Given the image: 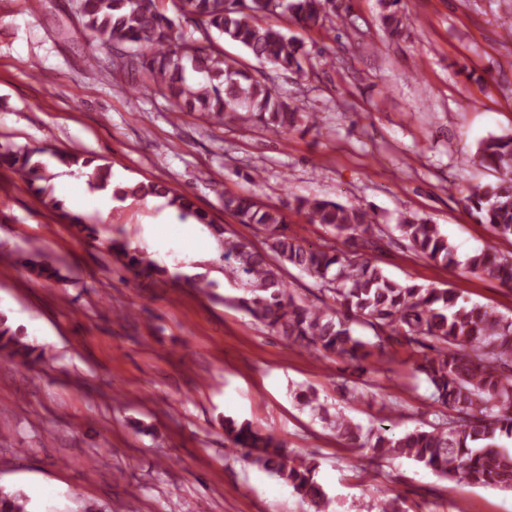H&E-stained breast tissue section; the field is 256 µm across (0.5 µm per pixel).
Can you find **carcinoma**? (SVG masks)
Returning a JSON list of instances; mask_svg holds the SVG:
<instances>
[{
	"label": "carcinoma",
	"instance_id": "obj_1",
	"mask_svg": "<svg viewBox=\"0 0 512 512\" xmlns=\"http://www.w3.org/2000/svg\"><path fill=\"white\" fill-rule=\"evenodd\" d=\"M385 29L401 36L407 27L400 0H378ZM336 0H77L82 27L106 49L115 43L135 45L123 54L119 72H148L158 90L186 112H199L222 122L248 115L275 132L310 122V115L288 102L266 82L245 68L224 59L214 45L203 46L175 35L172 15L187 16L202 28L244 48L251 56L285 73L301 76L308 53L295 38L257 17L286 13L302 28L326 27ZM22 155L0 153V164L12 168L28 188L41 196L46 210L77 228L90 239L98 226L64 209L61 200L41 182L45 169ZM58 162L85 170L93 190L110 185V168L97 159L73 152H56ZM473 163L495 173V180L476 183L461 198L464 211L498 237L512 238V133L491 135L479 142ZM121 201L162 195L184 216L214 230L222 258L245 290L235 305L288 344L307 351L335 355L362 369L361 362L377 350L397 343L416 347L423 356L414 371L430 389L432 415L441 418L428 429L391 433L385 427L363 431L341 411L334 413L313 393L299 395L325 425L356 449H369L374 462L405 457L447 480H462L477 487L512 490V450L500 445L512 441V318L492 308L465 301L454 288L428 287L391 279L368 258L380 249L383 230L374 214L360 204L318 197H295L287 207L303 214L307 223L319 224L345 236L348 250L312 247L288 234V219L279 208L258 205L247 195L224 197V211L241 224H255L266 235L269 251L224 230L195 206L190 195L152 181H132L113 188ZM413 252L446 267L460 265L454 248L439 228L426 218L403 216L396 225ZM110 251L137 277L167 274L166 268L131 248L126 239L110 241ZM295 267L315 281L319 293L332 303L323 307L295 297L283 272ZM465 267L472 273L512 288V255L487 247L471 255ZM360 323L373 332V340L358 335ZM0 352L26 365L34 349L18 337L0 317ZM454 414L443 418V410ZM228 451H246L258 468L277 475L308 506V512H328L330 499L314 479L312 462L291 463L283 441L249 423L224 419ZM0 512H28V499L20 490L0 487Z\"/></svg>",
	"mask_w": 512,
	"mask_h": 512
}]
</instances>
